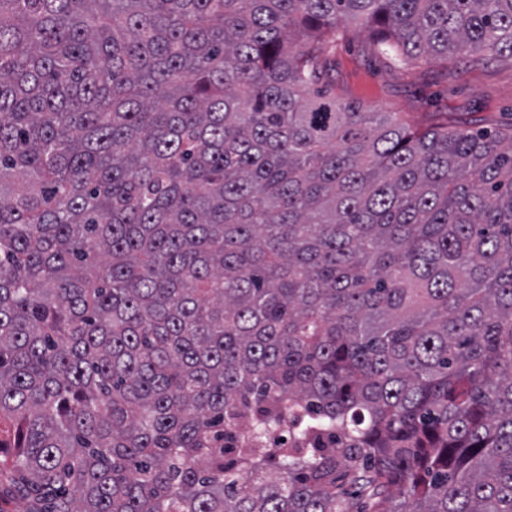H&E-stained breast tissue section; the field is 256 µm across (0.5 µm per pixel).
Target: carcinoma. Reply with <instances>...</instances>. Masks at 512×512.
I'll list each match as a JSON object with an SVG mask.
<instances>
[{"instance_id": "carcinoma-1", "label": "carcinoma", "mask_w": 512, "mask_h": 512, "mask_svg": "<svg viewBox=\"0 0 512 512\" xmlns=\"http://www.w3.org/2000/svg\"><path fill=\"white\" fill-rule=\"evenodd\" d=\"M339 24L512 61V0H0L27 512H512V131L336 98Z\"/></svg>"}]
</instances>
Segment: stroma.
Instances as JSON below:
<instances>
[{"label":"stroma","instance_id":"35a3bbf8","mask_svg":"<svg viewBox=\"0 0 512 512\" xmlns=\"http://www.w3.org/2000/svg\"><path fill=\"white\" fill-rule=\"evenodd\" d=\"M325 68L333 95L367 112L394 113L413 129L428 128L448 116L471 119L477 128H512L510 61L490 60L474 67L451 58L413 67L366 34L341 25Z\"/></svg>","mask_w":512,"mask_h":512}]
</instances>
